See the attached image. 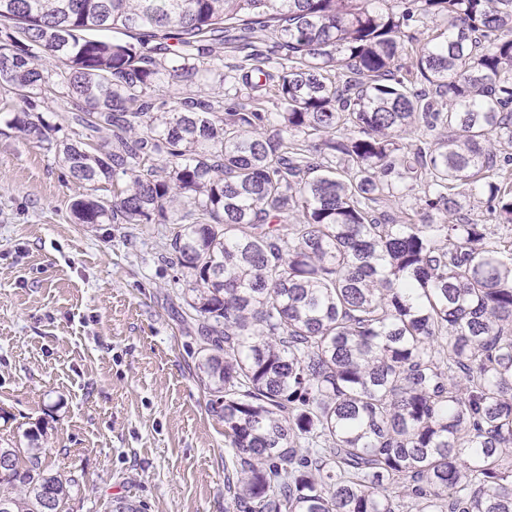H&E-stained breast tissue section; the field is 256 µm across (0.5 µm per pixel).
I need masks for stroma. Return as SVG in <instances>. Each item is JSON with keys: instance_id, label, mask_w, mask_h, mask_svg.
Instances as JSON below:
<instances>
[{"instance_id": "obj_1", "label": "stroma", "mask_w": 512, "mask_h": 512, "mask_svg": "<svg viewBox=\"0 0 512 512\" xmlns=\"http://www.w3.org/2000/svg\"><path fill=\"white\" fill-rule=\"evenodd\" d=\"M52 153L0 120V442L75 478L66 512H228L224 423L153 224H77Z\"/></svg>"}]
</instances>
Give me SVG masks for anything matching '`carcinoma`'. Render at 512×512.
Wrapping results in <instances>:
<instances>
[{
	"mask_svg": "<svg viewBox=\"0 0 512 512\" xmlns=\"http://www.w3.org/2000/svg\"><path fill=\"white\" fill-rule=\"evenodd\" d=\"M0 91L75 223L162 225L232 512H512V0H0ZM41 453L0 512H63Z\"/></svg>",
	"mask_w": 512,
	"mask_h": 512,
	"instance_id": "1",
	"label": "carcinoma"
}]
</instances>
